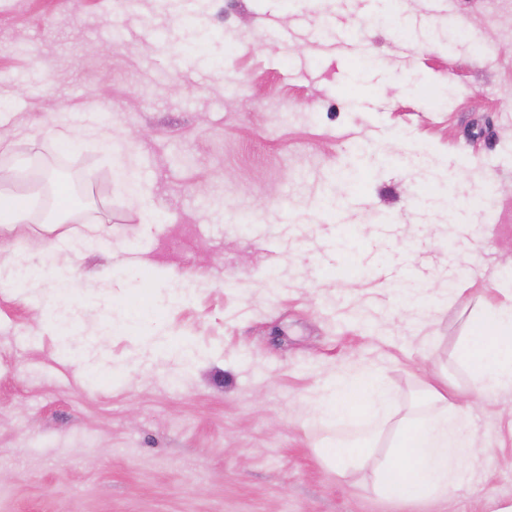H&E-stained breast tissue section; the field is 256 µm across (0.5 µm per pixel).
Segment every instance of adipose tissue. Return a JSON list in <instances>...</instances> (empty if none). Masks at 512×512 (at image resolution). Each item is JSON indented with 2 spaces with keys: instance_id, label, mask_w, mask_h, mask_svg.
Segmentation results:
<instances>
[{
  "instance_id": "adipose-tissue-1",
  "label": "adipose tissue",
  "mask_w": 512,
  "mask_h": 512,
  "mask_svg": "<svg viewBox=\"0 0 512 512\" xmlns=\"http://www.w3.org/2000/svg\"><path fill=\"white\" fill-rule=\"evenodd\" d=\"M458 359L473 381L469 402H477L492 389H512V302L483 306ZM327 390L316 412L332 424L356 414L378 413L386 402L381 382L372 375L360 381L339 377ZM426 394L433 413L399 419L387 456L375 458L372 432L360 439L329 442L319 448V455L343 469L373 468L384 493L393 499L449 498L461 481L463 456L475 455L477 447L455 390L431 386Z\"/></svg>"
}]
</instances>
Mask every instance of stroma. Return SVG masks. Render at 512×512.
Returning a JSON list of instances; mask_svg holds the SVG:
<instances>
[{"mask_svg":"<svg viewBox=\"0 0 512 512\" xmlns=\"http://www.w3.org/2000/svg\"><path fill=\"white\" fill-rule=\"evenodd\" d=\"M0 137V186L67 183L89 219L51 232L95 239L56 254L72 283H0V512L512 504V390L470 411L447 499L326 463L363 425L312 414L331 374H376L398 418L472 385L457 349L512 282V0H0ZM46 218L0 262H46Z\"/></svg>","mask_w":512,"mask_h":512,"instance_id":"1","label":"stroma"}]
</instances>
